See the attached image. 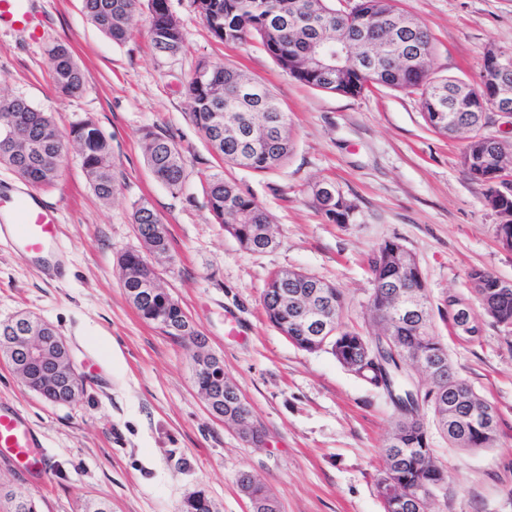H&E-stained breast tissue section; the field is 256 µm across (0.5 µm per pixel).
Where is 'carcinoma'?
<instances>
[{"label":"carcinoma","mask_w":512,"mask_h":512,"mask_svg":"<svg viewBox=\"0 0 512 512\" xmlns=\"http://www.w3.org/2000/svg\"><path fill=\"white\" fill-rule=\"evenodd\" d=\"M333 0H193L215 38L224 43H242L254 38L277 64L299 81L324 92L359 96L380 85L420 96L423 117L436 133L466 136L462 165L468 175L487 186L486 205L501 219L498 227L512 229V192L501 195L495 180L512 159V145L495 141L483 133L489 108L500 107L495 72L506 70L504 80L512 87V58L492 64L488 55L474 80L465 82L436 74L430 66L432 41L429 32L412 16L400 10L396 0H358L349 11L332 6ZM89 20L113 42H124L133 25L135 0H83ZM150 34L154 48L175 54L181 49V33L170 13L168 0H148ZM348 43L350 62H340L332 75L305 65V58L317 48L336 50ZM56 88L75 96L83 90V73L64 45L48 49ZM197 69L207 70L203 79L195 76L187 94L190 118L224 162L265 171L288 161L292 152L290 120L273 94L246 72L201 61ZM459 95L473 99L468 112H455L451 103ZM70 138L82 155L90 188L107 202L116 190L110 157V139L92 120L76 124ZM144 160L153 175L169 189L178 191L185 180L184 157L173 139L147 131L142 137ZM64 144L52 117L24 99L0 92V164L10 167L22 180L35 186L54 183ZM208 204L217 223L224 226L242 249L262 253L269 240L257 233L261 224H271L269 214L243 194L236 184L215 177L208 183ZM314 200L328 221L347 224L355 205L331 183L313 187ZM161 217L146 202L133 212L139 235L149 238L158 255L169 251L167 234L156 232ZM408 250L399 242L382 243L370 260L374 288L369 302L372 321L379 327L375 341L386 346L392 360V378L378 370L362 371L364 343L368 337L350 331L343 321L345 298L339 288L300 270L273 273L264 293L268 321L297 347L311 336L326 338L325 351L342 366L353 370L366 383L383 390L396 387L398 417L390 443L385 448L383 472L395 496L383 499L384 512H425L433 490L447 484L448 476L434 463L426 431L413 419L417 400L413 374L404 367L405 355L419 353L437 365L436 376L422 397L431 399L438 426L448 442L464 450L493 448L498 431L489 436L478 422L449 423L441 404H453L463 380L454 373L448 348L433 333V316L427 305L425 285L419 268L405 269L401 257ZM122 287L139 315L162 324L169 336H196L188 326L177 301L163 288H152L155 273L137 250L119 257ZM471 289L485 316L505 329L512 327V289L497 288V277L489 271L468 273ZM403 281L421 291L419 313L400 316L393 305L391 282ZM41 320L26 316L0 322V352L13 360L25 358L24 336L36 335ZM240 490L256 504L272 499L265 485L249 474L238 478ZM203 492L196 491L181 505L180 512H212Z\"/></svg>","instance_id":"obj_1"}]
</instances>
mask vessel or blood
<instances>
[{
	"label": "vessel or blood",
	"instance_id": "b4317fda",
	"mask_svg": "<svg viewBox=\"0 0 512 512\" xmlns=\"http://www.w3.org/2000/svg\"><path fill=\"white\" fill-rule=\"evenodd\" d=\"M9 27L39 41L41 17L33 0H0V28ZM50 272L64 261L56 209L27 193L0 197V242ZM22 466L28 474H45L48 452L24 412L0 403V456Z\"/></svg>",
	"mask_w": 512,
	"mask_h": 512
}]
</instances>
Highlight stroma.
I'll return each instance as SVG.
<instances>
[{
    "label": "stroma",
    "instance_id": "stroma-1",
    "mask_svg": "<svg viewBox=\"0 0 512 512\" xmlns=\"http://www.w3.org/2000/svg\"><path fill=\"white\" fill-rule=\"evenodd\" d=\"M148 0H138L129 38L112 42L86 16L82 0H35L44 18L39 41L0 29V89L51 115L61 136L90 119L110 139L117 189L100 200L86 182L81 154L67 144L54 185L35 194L60 213L70 270L48 278L28 259L0 247V321L30 313L51 323L86 367L99 358L105 381L87 380L77 402H45L0 354V400L23 410L52 458L46 481L0 458V487L26 492L37 512H82L102 500L112 512H179L201 490L215 512H247L237 478L268 487L281 512H384L376 482L397 413L388 396L324 351L307 352L268 321L263 292L272 273L300 269L340 288L344 321L374 335L368 258L387 240L416 257L435 332L456 375L499 413L496 447L449 445L425 415L433 457L448 476L428 512H512V332L482 317L467 274L512 280V250L496 238L500 222L485 187L461 164L464 139L426 125L418 96L387 88L357 97L311 88L284 72L255 40H216L192 0H168L183 40L174 55L153 49ZM432 34L436 74L461 80L479 71L486 48L512 57V0H399ZM67 46L84 90L60 94L47 51ZM239 67L266 86L287 112L288 163L272 171L230 167L189 118L186 86L199 61ZM169 136L186 163L181 190L147 167L145 131ZM236 181L271 219L275 248L243 250L209 210L213 176ZM333 182L356 206L349 223H330L313 186ZM149 202L170 231L161 284L220 357L226 377L265 433L241 439L212 418L193 381L192 352L140 317L119 279V255L140 247L131 214ZM479 315L481 333H448L449 296Z\"/></svg>",
    "mask_w": 512,
    "mask_h": 512
}]
</instances>
